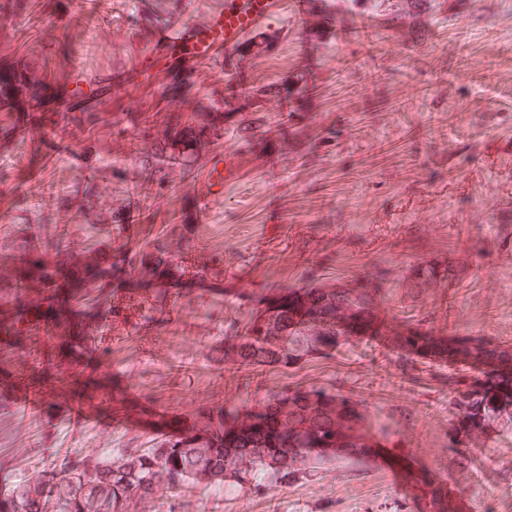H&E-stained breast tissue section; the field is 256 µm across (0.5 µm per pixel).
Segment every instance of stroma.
<instances>
[{"instance_id": "1", "label": "stroma", "mask_w": 512, "mask_h": 512, "mask_svg": "<svg viewBox=\"0 0 512 512\" xmlns=\"http://www.w3.org/2000/svg\"><path fill=\"white\" fill-rule=\"evenodd\" d=\"M74 0H0V76L51 85L20 100L14 130L0 131V322L16 311H53L52 330L0 335V491L68 459L90 470L123 451L157 448L173 435L166 414L197 423L214 406L251 407L267 391L315 385L364 402L373 433L400 432L407 451L466 497L470 512H512V417L491 419L466 462L448 448L454 419L447 380L456 369L425 366L421 379L374 360L351 341L330 360L267 370L249 386L231 382L224 336L249 320L267 289L346 285L376 272L384 307L400 319L431 318L436 329L484 335L512 347V0H386L370 12L327 0L336 23L322 37L312 15L282 12L261 32L270 50L188 70L192 107L224 109L227 82L272 85L264 125L250 113L211 140L224 156L221 194L206 175L170 190L140 174L161 133L148 112L185 119L170 76L98 82L134 71L156 28L140 27L144 0H106L81 15ZM307 81L294 121L280 91ZM79 125L57 124L60 103ZM97 193L138 204L164 229L196 219L189 254L209 258L176 288L140 269L126 277L120 313L75 268L107 267L108 230L95 208L72 199L101 169ZM39 226L52 258V287H17L27 258L19 227ZM69 250H55L58 236ZM440 277L412 288L414 270ZM42 398L30 416L6 391ZM96 398L81 427L73 405ZM139 512H415L405 490L370 463L316 462L297 478L257 476L186 487L148 499Z\"/></svg>"}]
</instances>
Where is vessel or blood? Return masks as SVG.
I'll list each match as a JSON object with an SVG mask.
<instances>
[{
    "label": "vessel or blood",
    "instance_id": "obj_1",
    "mask_svg": "<svg viewBox=\"0 0 512 512\" xmlns=\"http://www.w3.org/2000/svg\"><path fill=\"white\" fill-rule=\"evenodd\" d=\"M305 13L307 0H221L203 20L192 22L174 16L155 38L147 60L136 69L137 77L154 81L172 64L194 68L222 54L242 52L247 41L280 7Z\"/></svg>",
    "mask_w": 512,
    "mask_h": 512
}]
</instances>
